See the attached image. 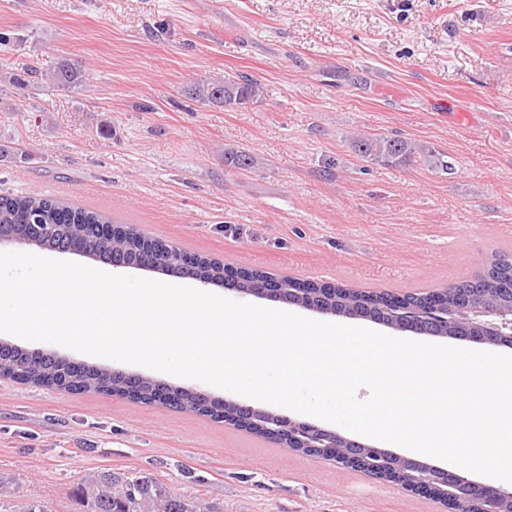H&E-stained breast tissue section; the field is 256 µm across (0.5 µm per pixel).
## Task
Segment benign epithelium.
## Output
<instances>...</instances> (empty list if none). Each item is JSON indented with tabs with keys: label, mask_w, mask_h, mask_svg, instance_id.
Listing matches in <instances>:
<instances>
[{
	"label": "benign epithelium",
	"mask_w": 512,
	"mask_h": 512,
	"mask_svg": "<svg viewBox=\"0 0 512 512\" xmlns=\"http://www.w3.org/2000/svg\"><path fill=\"white\" fill-rule=\"evenodd\" d=\"M25 224H1L0 244L19 243L35 246L39 249L46 247L45 225L36 224L32 233H26ZM141 248L143 260L138 268L152 270L157 268L158 255L164 247L157 240L141 236ZM177 267L181 270L179 277L198 280L196 276L197 256L183 254L180 256ZM219 285L239 295L254 296L269 300L287 303L318 313H324L321 309V299L333 295L336 288L326 283L319 284L317 295L310 296L305 301L288 299L283 296L285 281L282 277L266 275L262 281L256 283L251 276L241 269L231 267L224 268V279ZM430 300L424 301V310L420 311L421 323H411L405 330L430 334L432 330L423 326L427 322L431 325L437 323L435 312L431 310ZM467 316L480 329L476 336H461L459 340L478 345L504 346L512 348V307L493 308H465ZM100 372L107 371L114 376L123 379L120 389L122 394H132L139 387L149 382L154 385V397H164L168 390L174 386L152 378L146 379L137 374L124 373L105 366H96ZM187 391L200 399H206L211 405L231 406L235 409L234 427L245 430L247 424L263 420L270 424L269 431L273 438L279 437L280 431H285L288 440L281 441V445L292 448H310L313 455L320 456L327 448L336 447V442H341L345 448L343 465L364 472L378 480L395 483L402 488L422 495L429 500L440 504L444 512H501V504L504 499L503 489L471 479L461 474L457 469H446L429 465L415 458L402 456L393 452L348 439L336 431L317 426L311 422L287 418L273 414L269 411L242 405L228 399L212 397L193 387Z\"/></svg>",
	"instance_id": "1"
}]
</instances>
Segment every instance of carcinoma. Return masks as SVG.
Segmentation results:
<instances>
[{"label": "carcinoma", "mask_w": 512, "mask_h": 512, "mask_svg": "<svg viewBox=\"0 0 512 512\" xmlns=\"http://www.w3.org/2000/svg\"><path fill=\"white\" fill-rule=\"evenodd\" d=\"M86 80L85 71L67 57H60L55 69L49 73V82L64 91L81 87ZM229 83L235 89L237 109L259 98V82L242 74H229L222 81L202 82L189 89L191 97L203 104L224 103V84ZM355 153L364 161L381 165L397 166L405 162L410 155L418 153L426 164L443 172L453 170L447 155L424 146H415L410 142L384 134L362 135L351 142ZM224 165L237 170L252 169L257 165L254 155L246 152L224 156ZM112 220L96 211L75 207L63 200L29 195L0 194V224H65L63 234L71 236L83 231L86 224H110ZM139 232L133 228L117 237L113 245L130 255L140 250ZM477 292L482 298L493 303L512 302V258L507 255L492 254L486 259L484 275L477 281H463L435 292L434 303L437 314L447 316L443 326L451 336H465L470 327L461 312V308L470 302L471 292ZM423 299L417 294H407L404 301L397 305L387 302L383 295L341 290L336 298L324 302L326 309L342 313L352 306L368 304L364 317L377 323L391 326L405 325L408 317ZM33 363L30 383L41 384L45 378H53L59 386L66 385L69 376L79 383L77 392L118 391L117 385L94 370H76L68 362L46 356L32 359L27 354L12 349L0 357V377H8L17 363ZM167 406L204 416H212L223 408L202 407L189 393L176 390ZM76 501L84 507V512H212L210 506L198 497L176 495L168 486L156 478L141 474L117 477L110 472L89 476L74 491Z\"/></svg>", "instance_id": "1"}]
</instances>
